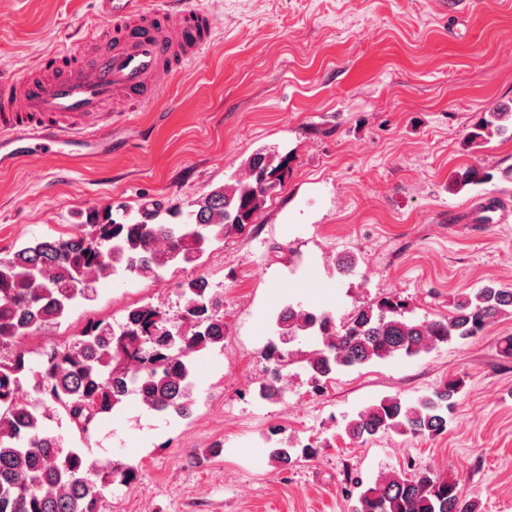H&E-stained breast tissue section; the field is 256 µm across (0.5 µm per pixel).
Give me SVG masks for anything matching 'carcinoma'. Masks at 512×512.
<instances>
[{
  "instance_id": "carcinoma-1",
  "label": "carcinoma",
  "mask_w": 512,
  "mask_h": 512,
  "mask_svg": "<svg viewBox=\"0 0 512 512\" xmlns=\"http://www.w3.org/2000/svg\"><path fill=\"white\" fill-rule=\"evenodd\" d=\"M511 129L512 111L497 106L484 113L468 142L480 145ZM287 163L286 156L258 150L240 174L198 198L187 214L173 207L163 219L154 205L133 219L95 211L65 237L0 255V512H99L103 488L116 479L129 483L136 472L119 461L98 471L82 452L64 448L46 429L51 409H62L85 435L132 392L150 410L189 415L193 355L224 348V316L220 297L198 277L180 285L176 316L147 304L128 309L116 325L93 320L74 342L43 348L35 366L22 352L5 353L12 340L58 323L102 280L119 273L153 278L170 264L196 263L212 243L256 223L266 198L281 186ZM487 178L471 166L457 172L451 187L459 192ZM410 312L406 301L389 295L338 324L328 310L287 305L274 319L280 343L269 342L264 356L284 368L292 353L279 344L312 336L317 345L303 361L318 381L344 368L419 356L512 316V288L490 281L463 292L438 319L414 320ZM25 384L33 393L27 402L18 397ZM463 387L462 379L451 378L411 404L385 396L346 420L345 431L362 441L388 431L439 435ZM315 453L310 444L287 443L272 449L270 458L287 465L295 455ZM352 512H476V505L461 496L456 481L431 469L410 476L386 471L359 491Z\"/></svg>"
}]
</instances>
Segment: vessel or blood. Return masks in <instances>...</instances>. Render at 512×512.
<instances>
[{
    "label": "vessel or blood",
    "mask_w": 512,
    "mask_h": 512,
    "mask_svg": "<svg viewBox=\"0 0 512 512\" xmlns=\"http://www.w3.org/2000/svg\"><path fill=\"white\" fill-rule=\"evenodd\" d=\"M100 31L19 77L0 76V170L39 152L107 155L115 112L151 102L212 40L190 0H101Z\"/></svg>",
    "instance_id": "vessel-or-blood-1"
}]
</instances>
